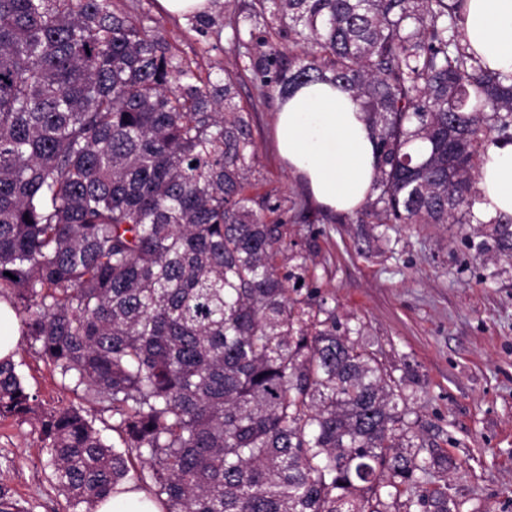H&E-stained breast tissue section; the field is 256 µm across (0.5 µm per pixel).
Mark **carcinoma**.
I'll return each mask as SVG.
<instances>
[{
  "instance_id": "cac0c4a2",
  "label": "carcinoma",
  "mask_w": 512,
  "mask_h": 512,
  "mask_svg": "<svg viewBox=\"0 0 512 512\" xmlns=\"http://www.w3.org/2000/svg\"><path fill=\"white\" fill-rule=\"evenodd\" d=\"M464 0H252L288 48L248 49L259 95L341 84L378 161L362 214L470 224L486 148L512 142V74L463 43ZM111 0H0V301L62 380L112 413L44 409L0 359V417L30 423L72 512L131 483L163 512H464L429 480L407 396L319 296L232 75L204 81ZM11 276H6V273ZM405 510H399V507ZM0 512H32L0 484Z\"/></svg>"
}]
</instances>
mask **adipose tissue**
I'll return each instance as SVG.
<instances>
[{
    "instance_id": "obj_1",
    "label": "adipose tissue",
    "mask_w": 512,
    "mask_h": 512,
    "mask_svg": "<svg viewBox=\"0 0 512 512\" xmlns=\"http://www.w3.org/2000/svg\"><path fill=\"white\" fill-rule=\"evenodd\" d=\"M464 41L490 69L512 73V0H465ZM277 154L315 204L351 214L366 201L376 173L370 122L352 91L313 82L276 114ZM482 220L512 217V142L489 146L478 177Z\"/></svg>"
}]
</instances>
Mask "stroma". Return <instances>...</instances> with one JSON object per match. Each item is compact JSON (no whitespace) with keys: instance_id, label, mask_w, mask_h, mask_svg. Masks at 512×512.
<instances>
[{"instance_id":"stroma-1","label":"stroma","mask_w":512,"mask_h":512,"mask_svg":"<svg viewBox=\"0 0 512 512\" xmlns=\"http://www.w3.org/2000/svg\"><path fill=\"white\" fill-rule=\"evenodd\" d=\"M111 2L133 16L149 13L172 52L211 81L235 73L236 102L250 112L258 146L252 193L280 204L292 240L317 263L320 295L401 384L422 426L423 455L455 461L435 483L469 510L512 512V262L476 257L464 240L467 224H397L384 235L361 213L318 209L272 148L276 93L259 98L260 75L237 56L235 30L249 33L256 53L276 40L265 22H235L250 0H238L235 14L218 16L205 33L164 15L157 0ZM296 203L308 223L294 221ZM14 362L44 406H86L103 438L118 442L110 412L65 386L26 339H18ZM44 457L29 425L0 418V483L32 512H69Z\"/></svg>"}]
</instances>
